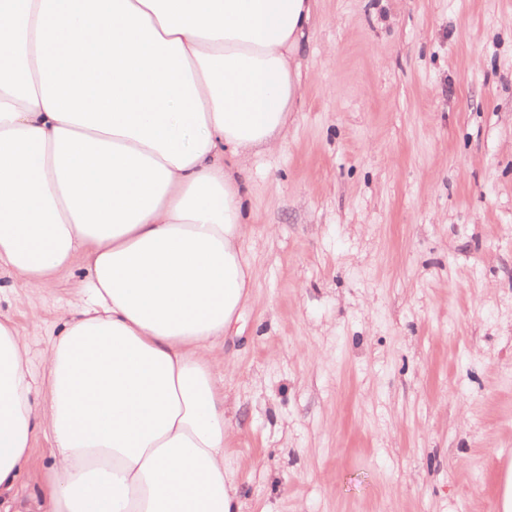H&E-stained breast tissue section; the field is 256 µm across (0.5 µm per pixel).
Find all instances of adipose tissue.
Segmentation results:
<instances>
[{
	"label": "adipose tissue",
	"instance_id": "ef3b65f1",
	"mask_svg": "<svg viewBox=\"0 0 512 512\" xmlns=\"http://www.w3.org/2000/svg\"><path fill=\"white\" fill-rule=\"evenodd\" d=\"M312 10L0 0V272L32 302L84 274L43 356V400L26 333L0 316V498L43 433L38 512H241L222 371L252 277L243 175L303 96Z\"/></svg>",
	"mask_w": 512,
	"mask_h": 512
}]
</instances>
